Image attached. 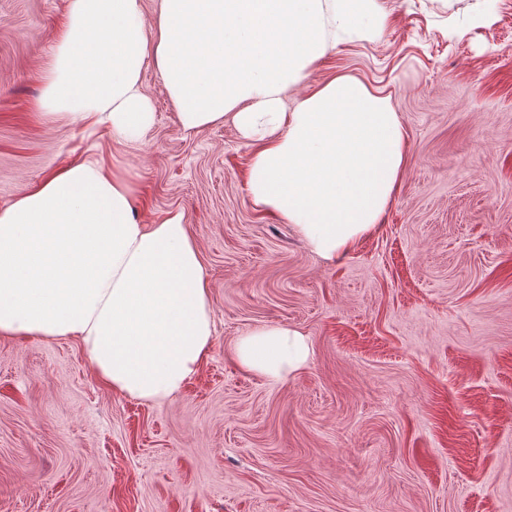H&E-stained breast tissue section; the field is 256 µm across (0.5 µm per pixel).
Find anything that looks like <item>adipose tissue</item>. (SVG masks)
Returning a JSON list of instances; mask_svg holds the SVG:
<instances>
[{
  "label": "adipose tissue",
  "mask_w": 512,
  "mask_h": 512,
  "mask_svg": "<svg viewBox=\"0 0 512 512\" xmlns=\"http://www.w3.org/2000/svg\"><path fill=\"white\" fill-rule=\"evenodd\" d=\"M67 0L42 97L52 115L107 127L122 143L154 122L142 87L156 64L186 133L232 122L252 145L254 208L292 225L311 252L346 258L382 224L408 157L388 98L336 76L286 106L337 36L381 34L377 0ZM0 335L73 338L91 372L121 395L163 403L208 357L209 284L183 213L142 221L120 171L85 160L0 208ZM241 366L269 380L305 367L300 330L239 338Z\"/></svg>",
  "instance_id": "ef3b65f1"
}]
</instances>
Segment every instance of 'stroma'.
I'll use <instances>...</instances> for the list:
<instances>
[{
	"mask_svg": "<svg viewBox=\"0 0 512 512\" xmlns=\"http://www.w3.org/2000/svg\"><path fill=\"white\" fill-rule=\"evenodd\" d=\"M379 4V38L288 92L355 77L407 132L383 224L330 264L253 209L231 123L182 132L155 66L140 142L45 114L66 0H0V207L103 160L146 223L184 212L215 319L161 404L112 392L77 340L0 338V512H512V0ZM268 324L313 350L278 382L234 357Z\"/></svg>",
	"mask_w": 512,
	"mask_h": 512,
	"instance_id": "obj_1",
	"label": "stroma"
}]
</instances>
